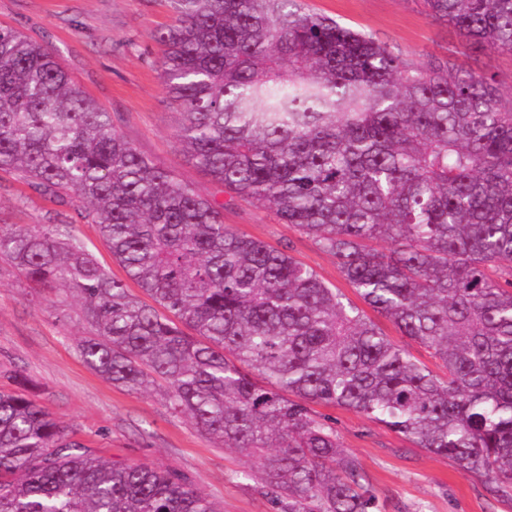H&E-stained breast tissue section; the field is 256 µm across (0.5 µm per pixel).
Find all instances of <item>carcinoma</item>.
Segmentation results:
<instances>
[{
  "instance_id": "obj_1",
  "label": "carcinoma",
  "mask_w": 512,
  "mask_h": 512,
  "mask_svg": "<svg viewBox=\"0 0 512 512\" xmlns=\"http://www.w3.org/2000/svg\"><path fill=\"white\" fill-rule=\"evenodd\" d=\"M161 75L183 150L233 198L336 259L361 300L431 349L439 376L224 204L140 154L47 46L0 27V170L98 227L152 299L69 224H0V259L79 298L94 370L252 461L277 512H372L342 407L512 497V105L494 79L413 62L300 0H169ZM512 53V0H425ZM385 243L388 248H377ZM0 512H219L184 476L108 463L22 390L0 391Z\"/></svg>"
}]
</instances>
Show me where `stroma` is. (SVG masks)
Listing matches in <instances>:
<instances>
[{
    "mask_svg": "<svg viewBox=\"0 0 512 512\" xmlns=\"http://www.w3.org/2000/svg\"><path fill=\"white\" fill-rule=\"evenodd\" d=\"M308 11L366 33L416 61L454 56L467 69L494 74L512 101V54L469 48L447 24L430 17L423 0H302ZM167 0H0V25L43 42L88 95L111 112L117 130L140 152L202 194L224 203V222L274 248L287 249L347 298L356 293L336 260L307 236L279 222L272 209L230 200L177 138L179 111L168 102L154 35L173 23ZM71 208L43 198L15 174L0 173V222H71L114 277L123 269L101 243L94 225L76 221ZM80 302L65 294L39 295L0 260V390L29 380L37 400L90 448L115 463L174 470L209 497L219 512H273L260 486L243 479L249 460L201 434L173 414L158 390L134 393L115 386L82 360L78 343L89 335ZM328 416L359 461L375 496L374 512H512V499L486 492L481 478L448 457L416 447L382 424L341 407L314 406Z\"/></svg>",
    "mask_w": 512,
    "mask_h": 512,
    "instance_id": "obj_1",
    "label": "stroma"
}]
</instances>
